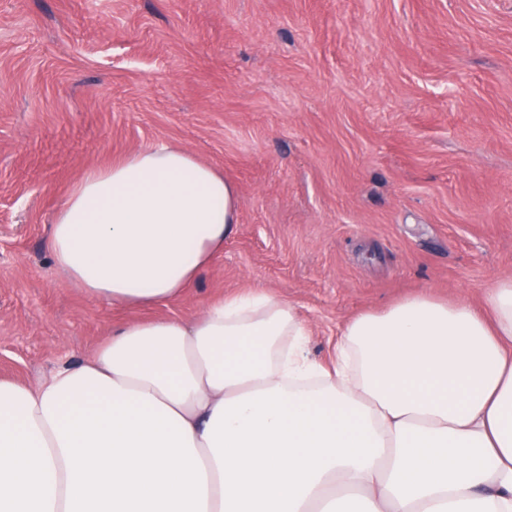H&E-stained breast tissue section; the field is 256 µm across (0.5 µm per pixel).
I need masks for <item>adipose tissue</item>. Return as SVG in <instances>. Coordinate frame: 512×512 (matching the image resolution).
<instances>
[{"instance_id": "ef3b65f1", "label": "adipose tissue", "mask_w": 512, "mask_h": 512, "mask_svg": "<svg viewBox=\"0 0 512 512\" xmlns=\"http://www.w3.org/2000/svg\"><path fill=\"white\" fill-rule=\"evenodd\" d=\"M222 171L170 146L88 170L51 227L94 301L179 296L234 232ZM261 293L121 323L31 386L0 379V512H512V278L347 321L327 363Z\"/></svg>"}]
</instances>
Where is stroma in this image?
<instances>
[{"label": "stroma", "instance_id": "1", "mask_svg": "<svg viewBox=\"0 0 512 512\" xmlns=\"http://www.w3.org/2000/svg\"><path fill=\"white\" fill-rule=\"evenodd\" d=\"M159 145L223 171L236 231L175 299L90 300L54 217L85 170ZM510 276L512 0H0V378L255 290L326 361L358 314L478 307Z\"/></svg>", "mask_w": 512, "mask_h": 512}]
</instances>
